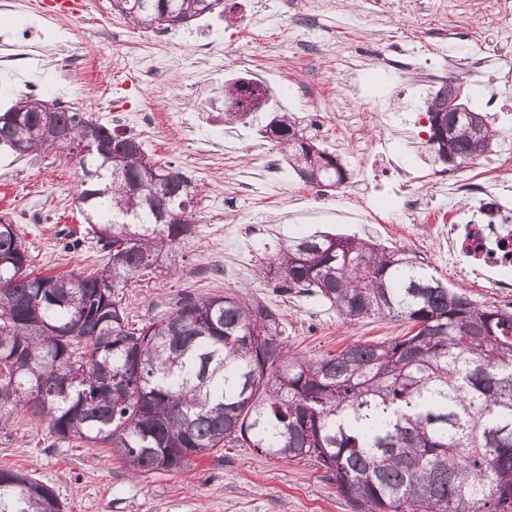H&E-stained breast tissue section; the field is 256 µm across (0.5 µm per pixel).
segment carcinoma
Masks as SVG:
<instances>
[{"instance_id": "obj_1", "label": "carcinoma", "mask_w": 512, "mask_h": 512, "mask_svg": "<svg viewBox=\"0 0 512 512\" xmlns=\"http://www.w3.org/2000/svg\"><path fill=\"white\" fill-rule=\"evenodd\" d=\"M222 0H112L132 25L195 20ZM246 80L224 97L252 102ZM56 111L45 112L47 105ZM28 134L15 150L59 152L52 117L82 142L98 129L79 209L107 261L35 275L18 228L0 219V429L11 414L48 418L60 439L112 446L137 476L180 472L216 448L248 445L278 461L315 457L356 512H512V310L480 305L430 274L414 252L316 233L291 240L260 270L284 292L316 294L350 322L402 320L410 332L310 356L283 345L279 316L231 292L184 295L135 327L120 292L189 239L195 185L180 169L129 151L136 140L58 103L14 104ZM264 134L311 184L340 185L335 155L277 112ZM497 130L458 126L455 155L486 153ZM141 187L138 195L128 190ZM0 512H63L53 489L0 470Z\"/></svg>"}]
</instances>
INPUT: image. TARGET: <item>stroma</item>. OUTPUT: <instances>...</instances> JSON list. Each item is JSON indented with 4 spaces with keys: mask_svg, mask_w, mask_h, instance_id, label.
Segmentation results:
<instances>
[{
    "mask_svg": "<svg viewBox=\"0 0 512 512\" xmlns=\"http://www.w3.org/2000/svg\"><path fill=\"white\" fill-rule=\"evenodd\" d=\"M77 16L43 20L40 7L17 10L0 0V16L10 17L0 37L39 35L49 40L52 57L73 62L71 73L30 59L0 61V113L25 93L77 109L137 136L146 154L191 176L196 191L188 207L195 232L177 245L174 270L133 279L123 290L129 323L142 325L167 314L186 294L209 296L233 291L262 302L288 327V348L320 354L365 341L404 336L401 321L344 320L315 294L282 293L260 274L263 263L287 244L317 231L343 233L392 247L405 246L425 257L428 271L451 288H460L480 304L496 305V291L479 288L448 268V238L423 215L403 212L395 188L407 181L415 198L435 197L436 177L449 166L436 156L413 124L424 116L423 96L414 85L425 73L447 68L459 77L472 106L486 111L499 132L493 152L512 141V119L487 112L474 83H487L500 106L512 109V95L499 94L491 75L474 63L504 50L499 34L512 27V12L500 0H266L272 30L263 39L244 36L243 19L251 0H224V9L188 26L168 30L173 65L166 78L141 74L139 63L154 52L157 33L128 23L112 9V0H84ZM362 18L359 30L346 31L349 17ZM210 26L217 54L204 59L193 33ZM74 29L71 43L53 40V31ZM471 48V63L444 64L437 46L448 37ZM129 69L113 77L116 56ZM259 68L278 90L280 106L292 109L296 98L327 113V130L317 142L341 161L345 184L323 189L303 182L274 141L261 135L270 112H255L228 124L223 113L193 143L183 117L205 109L224 84L244 77L242 61ZM195 73V92L183 86ZM402 93L401 109L368 114L372 103ZM235 135L239 151L224 156V141ZM398 156V171L377 165L379 145ZM279 169L274 186L248 188L244 180L257 154ZM81 171L75 162L52 154L16 158L0 146V217L16 223L36 273H89L105 259L84 232L78 211ZM372 189L364 210L349 214L346 195L352 184ZM0 469L14 470L49 485L64 512H352L337 494L324 467L304 458L277 461L249 447L223 448L198 456L178 473L134 476L108 448L57 439L47 420L29 413L11 416L0 430Z\"/></svg>",
    "mask_w": 512,
    "mask_h": 512,
    "instance_id": "35a3bbf8",
    "label": "stroma"
}]
</instances>
